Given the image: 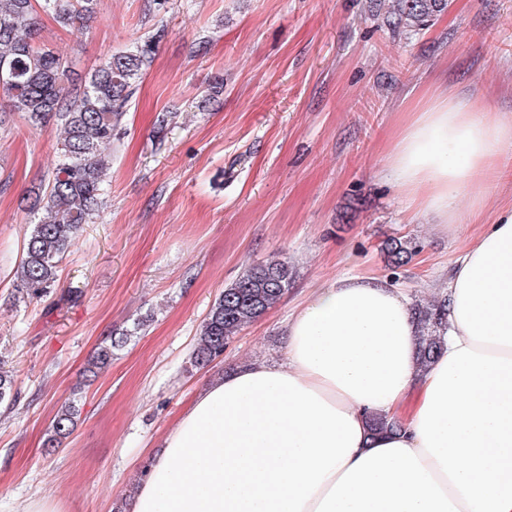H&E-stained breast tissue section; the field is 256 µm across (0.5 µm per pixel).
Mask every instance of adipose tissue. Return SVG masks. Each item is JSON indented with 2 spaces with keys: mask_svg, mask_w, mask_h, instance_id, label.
<instances>
[{
  "mask_svg": "<svg viewBox=\"0 0 512 512\" xmlns=\"http://www.w3.org/2000/svg\"><path fill=\"white\" fill-rule=\"evenodd\" d=\"M512 120L452 93L406 112L386 169L407 205L480 217ZM442 349L417 367L406 296L322 282L291 315L285 361L204 386L128 512H512V207L457 257ZM417 400L405 410L409 395ZM398 423L370 436L369 416Z\"/></svg>",
  "mask_w": 512,
  "mask_h": 512,
  "instance_id": "ef3b65f1",
  "label": "adipose tissue"
}]
</instances>
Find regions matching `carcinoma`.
Segmentation results:
<instances>
[{
	"mask_svg": "<svg viewBox=\"0 0 512 512\" xmlns=\"http://www.w3.org/2000/svg\"><path fill=\"white\" fill-rule=\"evenodd\" d=\"M99 0H0V89L8 97L1 113L19 112L36 127L60 126L59 159L47 184L27 200L37 220L30 225L23 257L15 272L17 288L31 299L46 296L57 271L84 225L94 222L103 204L106 180L103 151L112 149L136 83L150 67L157 38L147 37L133 48L113 54L82 84L70 76L69 64L53 49L36 42L37 16L42 10L64 28L79 29L97 18ZM448 0H388L386 23L395 32L416 31L444 13ZM388 262L395 268L415 255L412 242H385ZM293 267L270 260L247 268L224 289L204 320L191 365L203 367L224 355L232 335L261 318L287 291ZM419 327V368L427 369L440 348L447 305L413 306ZM131 338L125 330L103 340L87 360L74 399L64 403L43 441L45 453L56 451L74 430L79 412L75 396L112 365L114 351ZM15 398V380L0 367V405Z\"/></svg>",
	"mask_w": 512,
	"mask_h": 512,
	"instance_id": "obj_1",
	"label": "carcinoma"
}]
</instances>
